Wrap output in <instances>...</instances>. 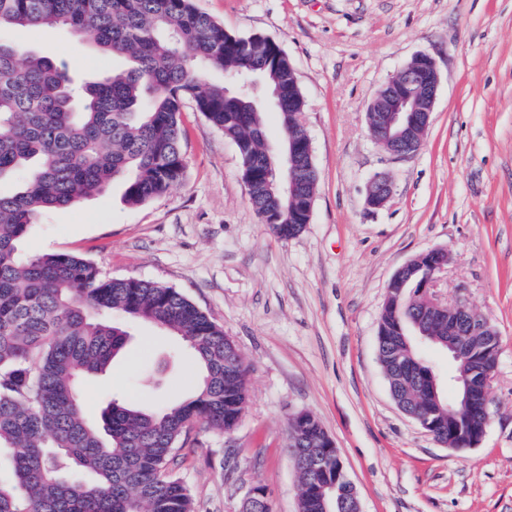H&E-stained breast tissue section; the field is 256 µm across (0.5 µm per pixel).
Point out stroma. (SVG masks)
Wrapping results in <instances>:
<instances>
[{
  "label": "stroma",
  "mask_w": 512,
  "mask_h": 512,
  "mask_svg": "<svg viewBox=\"0 0 512 512\" xmlns=\"http://www.w3.org/2000/svg\"><path fill=\"white\" fill-rule=\"evenodd\" d=\"M232 33L275 40L296 70L318 185L309 224L277 237L251 208L231 138L185 103V175L131 206L121 182L46 214L36 253H72L107 278L175 288L240 350L247 401L229 432L196 425L177 473L197 512H243L264 487L272 512H298L287 424L313 414L334 440L363 512H512V0H192ZM24 50L67 59L92 80L114 62L63 28L8 29ZM418 53L440 85L422 149L396 158L365 112ZM393 177L379 210L369 180ZM444 248L435 292L485 316L501 345L481 443L436 442L393 401L376 351L386 287L402 265ZM123 357L83 383L98 420L111 396L148 407L188 396L191 351L149 324Z\"/></svg>",
  "instance_id": "stroma-1"
}]
</instances>
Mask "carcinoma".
I'll list each match as a JSON object with an SVG mask.
<instances>
[{"label": "carcinoma", "mask_w": 512, "mask_h": 512, "mask_svg": "<svg viewBox=\"0 0 512 512\" xmlns=\"http://www.w3.org/2000/svg\"><path fill=\"white\" fill-rule=\"evenodd\" d=\"M54 26L128 66L77 84L66 61L0 39V512H195L176 474L178 445L199 422L237 426L246 402L241 353L174 288L107 279L76 255H25L20 246L45 212L102 194L116 180L132 206L179 184L187 98L237 144L251 206L264 223L281 238L297 235L307 217L265 189L258 165L265 114L254 106L247 75L257 71L279 91L283 137L297 127L303 95L277 43L231 33L191 0H0V32ZM420 314L410 282L403 297L386 298L381 336L399 324L414 327ZM127 319L178 336L194 353L199 382L160 408L114 399L91 423L80 382L105 373L122 353ZM428 368L399 383V403L431 411L439 437L468 429L455 399L442 393L430 403ZM287 432L290 446L323 434L318 424H290ZM325 469L333 470L325 459L297 465L302 483Z\"/></svg>", "instance_id": "cac0c4a2"}]
</instances>
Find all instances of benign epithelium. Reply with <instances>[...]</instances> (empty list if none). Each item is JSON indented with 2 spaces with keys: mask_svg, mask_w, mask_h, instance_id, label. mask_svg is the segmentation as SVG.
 I'll use <instances>...</instances> for the list:
<instances>
[{
  "mask_svg": "<svg viewBox=\"0 0 512 512\" xmlns=\"http://www.w3.org/2000/svg\"><path fill=\"white\" fill-rule=\"evenodd\" d=\"M392 76L377 92L366 112V124L373 140L387 153L395 157H406L417 153L423 146L431 124V117L437 99L440 76L436 63L429 55L418 53L404 65L398 75ZM275 154L287 153V167L273 174L276 187L282 179L288 180V194L292 197L303 195V184L307 172L315 167L311 140L304 128L299 125L298 134L288 137V142H279L277 147H269ZM392 195V181L386 173L375 174L369 184L366 205L372 210L385 206ZM448 265V251L430 249L420 253L413 260L397 270L389 284L402 286L412 276H417L419 296L423 303V314L434 322L448 323V342L445 347L451 357L459 362L473 358L476 347L470 341L472 336H485L487 343L500 350L499 333L485 317H479L467 305H450L441 301L433 292L438 274ZM496 368L483 375L462 380V408L472 414L479 425L465 434L460 440L441 441V444L454 450L475 448L481 442L489 425L488 391ZM319 452L335 461L333 473L327 479L311 483L304 489V497L314 503L325 504L327 494L338 485L345 487L343 512H361L358 493L348 476L334 441L325 437L319 447H298L292 450L294 459L302 455H315Z\"/></svg>",
  "mask_w": 512,
  "mask_h": 512,
  "instance_id": "obj_1",
  "label": "benign epithelium"
}]
</instances>
